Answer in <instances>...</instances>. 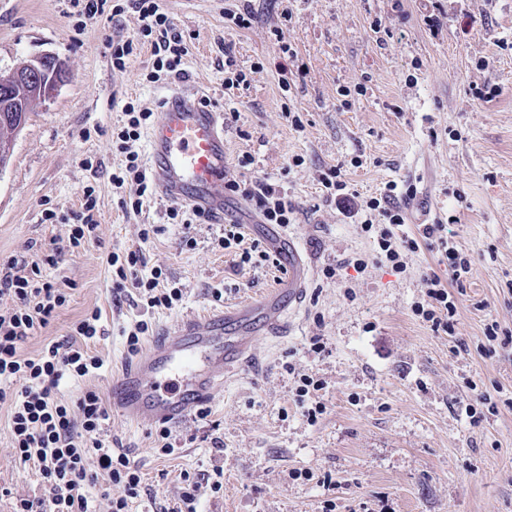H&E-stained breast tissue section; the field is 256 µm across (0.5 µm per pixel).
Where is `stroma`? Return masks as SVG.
Returning a JSON list of instances; mask_svg holds the SVG:
<instances>
[{
  "label": "stroma",
  "instance_id": "obj_1",
  "mask_svg": "<svg viewBox=\"0 0 512 512\" xmlns=\"http://www.w3.org/2000/svg\"><path fill=\"white\" fill-rule=\"evenodd\" d=\"M243 3L160 0L189 38L186 78L224 115L228 178L270 179L298 204L285 232L310 265L309 285L291 331L257 336L255 362L228 376L206 417L172 431L174 454H158V425L134 427L110 409L107 435L140 465L147 489L131 512H164L179 499L182 473L217 467L224 487L201 486L198 512H329V503L330 512H512V408L503 404L512 397V351L490 350L484 335L491 321L512 332V0H252L251 27L230 26L225 13ZM140 25L130 9L83 24L70 0H0V75L46 53L67 74L55 97L29 112L0 169V263L40 260L54 248L61 260L41 276L71 283L26 355L65 340L100 309L103 333L91 351L103 366L61 384L70 403L108 392L131 359L124 333L136 321L151 322L154 335L171 333L186 315L248 302L288 276L286 264L243 266L219 249L223 225L172 223L171 201L122 209L136 186H112L125 161L112 131L126 103L158 111L168 85L145 79L150 47L120 70L104 40L136 37ZM225 43L247 75L229 93ZM245 155L253 163L239 167ZM331 166L362 203L389 182L415 185L407 231L445 224L470 255L454 335L433 332L412 312L427 300L426 273H447L428 245L408 255L400 274L369 264L354 275L350 299L324 277L325 268L375 249L360 217L327 198L320 173ZM87 186L96 189L98 239L75 249L70 225L42 223V210L79 208ZM146 224L158 232L145 241ZM187 236L194 247L183 246ZM130 250L181 288L174 308L147 311L130 294L113 295L102 257ZM304 375L323 382L317 399L298 401ZM480 392L491 405L477 404ZM317 400L324 412L312 422L304 411ZM9 415V402H0V512L44 494L14 454Z\"/></svg>",
  "mask_w": 512,
  "mask_h": 512
}]
</instances>
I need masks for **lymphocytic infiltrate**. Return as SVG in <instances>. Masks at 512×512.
<instances>
[{"mask_svg": "<svg viewBox=\"0 0 512 512\" xmlns=\"http://www.w3.org/2000/svg\"><path fill=\"white\" fill-rule=\"evenodd\" d=\"M71 3L80 17L90 21L112 19L128 9L138 13L142 21L138 40L105 42L113 67L125 68L137 46L147 44L154 57L149 74L151 82L182 76L188 41L168 15L161 12L158 0H71ZM123 112L126 120L113 133L112 143L124 154L125 167L113 174L112 185L119 189L125 182H134L136 197L123 200L122 205L137 210L154 194L153 180L134 149L152 113L131 102L125 104ZM224 192L248 201L266 224H291L296 211L283 186L260 178L227 180ZM415 195L414 186L400 189L391 184L384 196L367 202L361 226L366 232L377 231L378 248L372 257H353L348 264L360 272L369 263H385L402 273L407 269V255L415 252L420 243L436 246L448 264V274L443 277L433 272L425 276L430 302L417 305L415 313L430 323L433 330L451 334L455 331L457 307L448 287L463 286L471 273V259L445 236L443 225L422 224L417 235L404 233L406 213L395 200L399 197L410 200ZM96 206L95 189L88 186L83 190L80 209L67 211V218L73 221L72 247L79 248L96 240L99 228ZM377 216L384 220L378 229L373 226ZM106 262L112 269L113 294H122L132 287L147 307L167 309L182 298L181 289L165 286L161 271H151L145 277L138 275L137 268L143 263L140 252H112ZM19 265L16 258L0 264V297H11L14 302L10 312L0 315V401L10 403L14 453L21 464L35 469L45 494L38 499L20 500L16 512H96L85 490L96 485L103 475L111 483L102 493L106 512H128L130 500L142 491V472L126 452L115 451L110 440L101 438L100 433L110 419L101 395L86 391L73 405L58 397L63 379L82 378L101 368V360L88 348L89 342L100 335L101 312L96 309L87 313L74 326L71 339L47 344L37 356H25L24 344L49 324L56 311L65 305L67 294L53 282L20 275ZM115 485L123 486L124 495L113 496L111 488Z\"/></svg>", "mask_w": 512, "mask_h": 512, "instance_id": "f902f5d3", "label": "lymphocytic infiltrate"}]
</instances>
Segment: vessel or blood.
<instances>
[{"mask_svg":"<svg viewBox=\"0 0 512 512\" xmlns=\"http://www.w3.org/2000/svg\"><path fill=\"white\" fill-rule=\"evenodd\" d=\"M198 89L174 85L147 135L148 161L160 197L224 221L227 176L224 117L201 102ZM288 284L236 308L185 317L175 333L154 339L150 351L113 375L112 404L135 426L177 427L212 400L226 373L255 356L256 333L276 336L287 327L307 288V266L288 246Z\"/></svg>","mask_w":512,"mask_h":512,"instance_id":"b4317fda","label":"vessel or blood"}]
</instances>
